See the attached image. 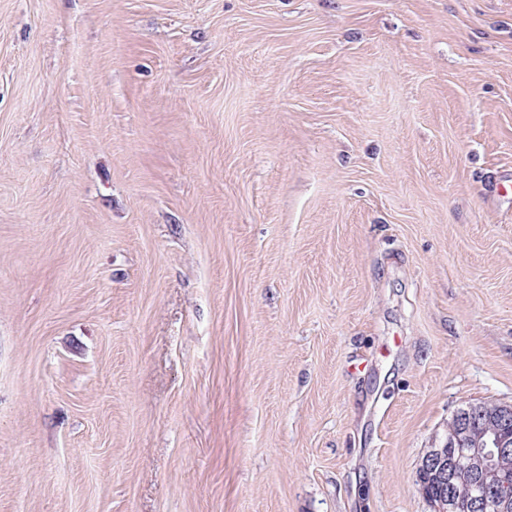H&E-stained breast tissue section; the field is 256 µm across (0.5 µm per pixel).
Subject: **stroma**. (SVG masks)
Listing matches in <instances>:
<instances>
[{"label":"stroma","instance_id":"35a3bbf8","mask_svg":"<svg viewBox=\"0 0 512 512\" xmlns=\"http://www.w3.org/2000/svg\"><path fill=\"white\" fill-rule=\"evenodd\" d=\"M511 178L512 0H0V512H433Z\"/></svg>","mask_w":512,"mask_h":512}]
</instances>
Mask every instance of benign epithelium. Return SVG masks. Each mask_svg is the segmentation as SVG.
<instances>
[{"label": "benign epithelium", "instance_id": "benign-epithelium-1", "mask_svg": "<svg viewBox=\"0 0 512 512\" xmlns=\"http://www.w3.org/2000/svg\"><path fill=\"white\" fill-rule=\"evenodd\" d=\"M443 444L421 460L418 477L435 478L448 487L439 512H512V493L483 484L487 473L498 472L512 460V405L492 408L467 404L451 420ZM465 484L470 495L461 499L455 488Z\"/></svg>", "mask_w": 512, "mask_h": 512}]
</instances>
